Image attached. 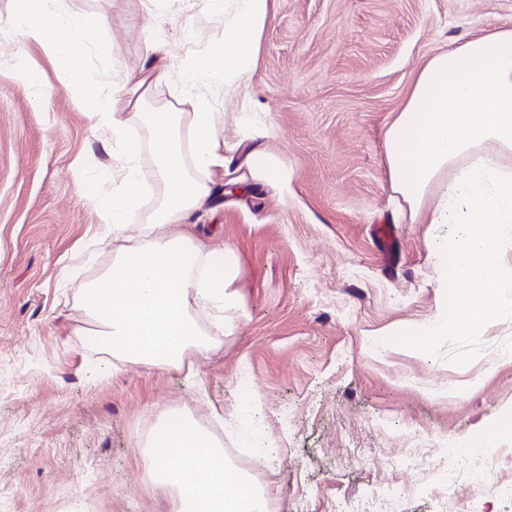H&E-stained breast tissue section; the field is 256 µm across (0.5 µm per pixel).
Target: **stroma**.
Returning a JSON list of instances; mask_svg holds the SVG:
<instances>
[{"label": "stroma", "mask_w": 512, "mask_h": 512, "mask_svg": "<svg viewBox=\"0 0 512 512\" xmlns=\"http://www.w3.org/2000/svg\"><path fill=\"white\" fill-rule=\"evenodd\" d=\"M77 6L80 65L97 78L147 65L154 28L170 43L192 30L198 53L224 39L207 0ZM14 10L0 0V512H86L91 502L96 512H174L139 441L177 408L288 512H336L386 491L417 440L496 423L512 448V361L498 355L512 341V288L497 296L495 320L421 335L451 309V274L430 249L432 226L411 223L392 192L386 156L387 130L427 59L480 35L488 16L512 24V0H272L245 99L208 82L224 115V167L193 217L199 237L235 251L243 317L192 374L120 362L98 378L65 271L91 246L94 265L111 260V247L95 245L96 199L114 160L58 65L70 45L49 53L25 40ZM29 62L31 86L12 73ZM244 107L248 126L237 119ZM256 127L267 136L254 138ZM258 149L280 159L281 179L254 165ZM377 224L393 228L397 267L381 259ZM393 331L401 344L388 343ZM246 393L263 408L260 427L242 408ZM261 447L275 457L258 461ZM401 481L389 512H512V468L501 462L451 501L415 469Z\"/></svg>", "instance_id": "obj_1"}]
</instances>
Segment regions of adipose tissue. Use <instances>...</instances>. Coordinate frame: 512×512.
<instances>
[{
	"mask_svg": "<svg viewBox=\"0 0 512 512\" xmlns=\"http://www.w3.org/2000/svg\"><path fill=\"white\" fill-rule=\"evenodd\" d=\"M208 7L224 25V40L182 66L181 92L192 111H141L165 71L127 72L106 83L87 78L77 56L59 59L73 75L74 96L91 102L96 133L117 163L104 173L98 200L99 222L117 242L112 262L86 279L76 267L70 274L79 281L82 335L119 362L184 369L216 346L202 316L229 333L242 315L231 288L236 254L200 241L191 215L214 191L209 172L224 165L221 115L202 88L220 76L225 94L240 95L269 0H208ZM14 25L49 48L79 34L58 19L52 0H20ZM386 142L392 190L412 223L434 227L432 253L451 265L452 308L421 333H466L496 313L493 296L512 286L501 260L512 249V167L503 163L512 156V25L489 18L481 35L454 40L428 59ZM150 182L161 193L147 211ZM150 446L177 512H270L266 488L228 461L223 442L193 418L160 424Z\"/></svg>",
	"mask_w": 512,
	"mask_h": 512,
	"instance_id": "adipose-tissue-1",
	"label": "adipose tissue"
}]
</instances>
